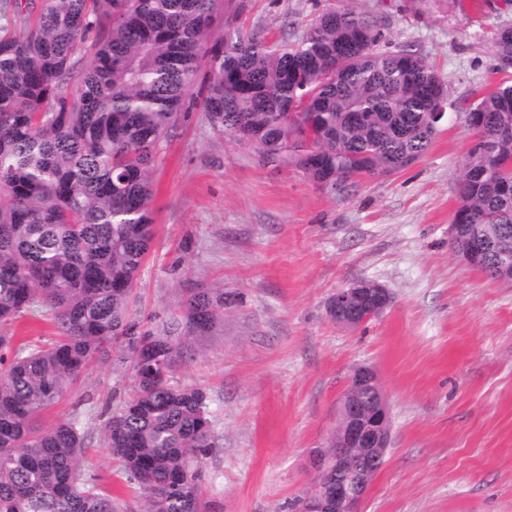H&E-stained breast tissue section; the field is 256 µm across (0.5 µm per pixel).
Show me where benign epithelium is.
<instances>
[{
	"label": "benign epithelium",
	"instance_id": "obj_1",
	"mask_svg": "<svg viewBox=\"0 0 512 512\" xmlns=\"http://www.w3.org/2000/svg\"><path fill=\"white\" fill-rule=\"evenodd\" d=\"M457 228L450 226V245L469 266L481 268V259L493 253L495 279L512 281V244L461 236ZM391 302L385 286L374 282L365 288L357 280L330 297L327 311L337 323L357 327L378 317ZM391 431L390 407L377 374L370 367L356 368L341 400L336 440L312 459L319 481L304 496L305 512H360L369 485L384 464ZM351 456L356 459L353 469L348 463Z\"/></svg>",
	"mask_w": 512,
	"mask_h": 512
}]
</instances>
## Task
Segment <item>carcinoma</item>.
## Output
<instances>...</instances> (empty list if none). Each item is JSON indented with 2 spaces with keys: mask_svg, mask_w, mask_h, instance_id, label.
<instances>
[{
  "mask_svg": "<svg viewBox=\"0 0 512 512\" xmlns=\"http://www.w3.org/2000/svg\"><path fill=\"white\" fill-rule=\"evenodd\" d=\"M0 36V322L56 327L42 345L0 336V512H126L84 474L88 433L41 421L96 362L121 350L133 379L103 442L142 512H209L203 464L216 441L202 386H175L191 341L223 314L224 289L190 296L166 334L131 309L155 239L152 173L201 69L213 128L324 189L346 191L423 156L444 84L417 51H382L378 16L325 9L292 42L212 36L216 0H9ZM95 34L90 63L76 54ZM512 69V26L494 41ZM474 140L457 177L459 224L512 238V84L468 109Z\"/></svg>",
  "mask_w": 512,
  "mask_h": 512,
  "instance_id": "obj_1",
  "label": "carcinoma"
}]
</instances>
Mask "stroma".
Wrapping results in <instances>:
<instances>
[{"mask_svg": "<svg viewBox=\"0 0 512 512\" xmlns=\"http://www.w3.org/2000/svg\"><path fill=\"white\" fill-rule=\"evenodd\" d=\"M349 4L378 15L386 39L414 46L444 81L448 119L426 154L334 193L264 164L192 107L158 154L155 247L134 309L160 333L190 293L230 296L173 378L210 395L222 449L203 465L204 492L216 512H292L318 478L312 457L335 433L359 366L378 372L393 418L361 512H512V283L448 245L473 139L465 112L512 80L492 58L512 0H218L213 33L235 12L247 34L291 42L316 9ZM360 279L393 302L348 330L326 306ZM130 391L125 369L99 362L43 420L78 418L92 438L87 473L141 512L100 439L102 411Z\"/></svg>", "mask_w": 512, "mask_h": 512, "instance_id": "obj_1", "label": "stroma"}]
</instances>
